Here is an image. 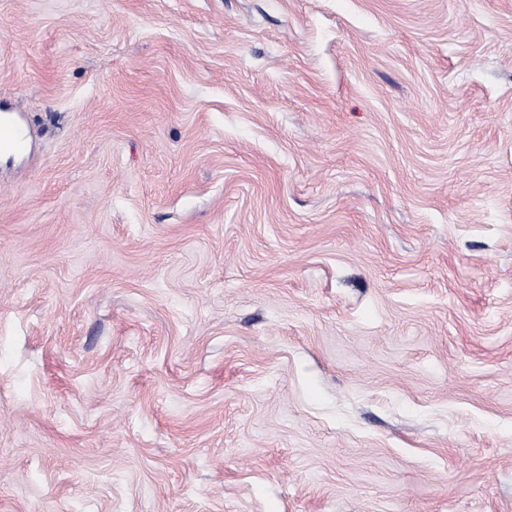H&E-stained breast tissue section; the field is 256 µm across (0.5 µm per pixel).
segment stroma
<instances>
[{"instance_id":"1","label":"stroma","mask_w":512,"mask_h":512,"mask_svg":"<svg viewBox=\"0 0 512 512\" xmlns=\"http://www.w3.org/2000/svg\"><path fill=\"white\" fill-rule=\"evenodd\" d=\"M0 512H512V0H0ZM0 146L15 152H21L26 140L22 129L10 115H1L0 108Z\"/></svg>"}]
</instances>
